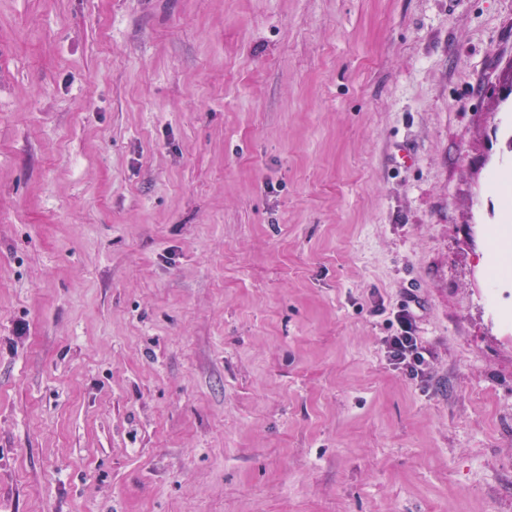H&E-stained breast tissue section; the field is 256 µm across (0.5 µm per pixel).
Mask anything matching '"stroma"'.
I'll use <instances>...</instances> for the list:
<instances>
[{
    "label": "stroma",
    "mask_w": 512,
    "mask_h": 512,
    "mask_svg": "<svg viewBox=\"0 0 512 512\" xmlns=\"http://www.w3.org/2000/svg\"><path fill=\"white\" fill-rule=\"evenodd\" d=\"M503 170L512 0H0V512H512ZM413 302V305L411 303ZM418 304L414 298L402 303L393 310L390 320L397 325L396 332L384 339L385 357L394 370L410 379L423 377L428 370L432 353L417 336L416 310Z\"/></svg>",
    "instance_id": "1"
}]
</instances>
